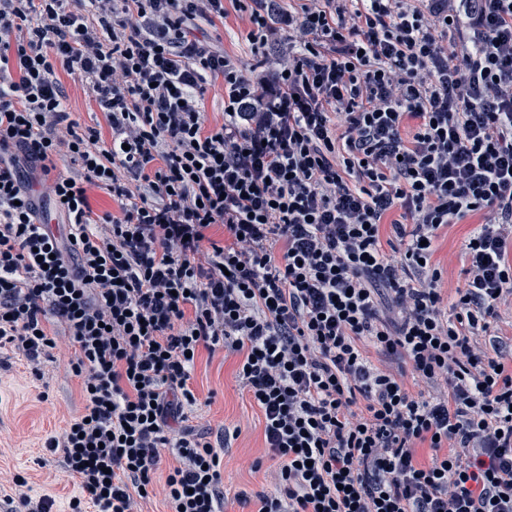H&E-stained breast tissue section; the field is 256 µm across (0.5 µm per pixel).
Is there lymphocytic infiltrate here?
Returning a JSON list of instances; mask_svg holds the SVG:
<instances>
[{
  "label": "lymphocytic infiltrate",
  "instance_id": "1",
  "mask_svg": "<svg viewBox=\"0 0 512 512\" xmlns=\"http://www.w3.org/2000/svg\"><path fill=\"white\" fill-rule=\"evenodd\" d=\"M228 1L0 0V351L37 377L58 337L75 348L85 406L44 441L69 512L158 492L224 512L221 450L186 424L203 349L241 355L263 415L279 471L258 512H512L491 335L512 297V0H250L252 77L196 35ZM66 75L109 134L72 119ZM483 211L445 302L433 243ZM204 112L208 125L219 126L224 122V86L222 90L221 79L213 81L208 86L204 101Z\"/></svg>",
  "mask_w": 512,
  "mask_h": 512
}]
</instances>
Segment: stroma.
<instances>
[{"label": "stroma", "instance_id": "35a3bbf8", "mask_svg": "<svg viewBox=\"0 0 512 512\" xmlns=\"http://www.w3.org/2000/svg\"><path fill=\"white\" fill-rule=\"evenodd\" d=\"M251 28L247 12L229 9L224 21L204 26L206 38L216 40L225 53L251 65L247 34ZM477 223L469 217L442 228L435 242L433 264L443 271L442 286L449 294L464 287L468 265L465 244ZM56 359L42 363V380H35L26 361L6 352L0 360L8 367L0 371V492L10 493V478L24 476L38 493H51L59 512H65L76 485L65 472L60 455L46 451V437L59 432L82 407L80 381L66 373L65 361L74 349L67 337H59ZM239 355L222 350L200 351L190 380L199 407L189 424L203 440L223 442L224 512H241L239 492L255 495L275 490L276 461L268 459L264 442V419L237 378ZM47 400H38L40 391ZM237 429V436L221 439L222 429ZM261 468H254V461Z\"/></svg>", "mask_w": 512, "mask_h": 512}]
</instances>
